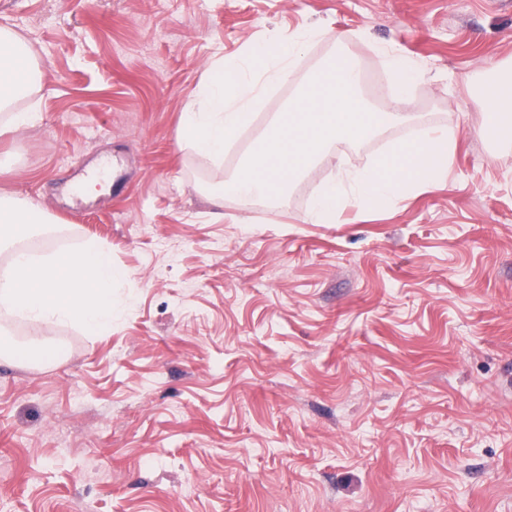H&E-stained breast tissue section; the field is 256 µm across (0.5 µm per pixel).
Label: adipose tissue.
<instances>
[{
    "instance_id": "1",
    "label": "adipose tissue",
    "mask_w": 512,
    "mask_h": 512,
    "mask_svg": "<svg viewBox=\"0 0 512 512\" xmlns=\"http://www.w3.org/2000/svg\"><path fill=\"white\" fill-rule=\"evenodd\" d=\"M319 32L307 28L288 40L261 46L260 68L247 61H216L210 77L195 92L181 116L183 141L207 158L224 156V142L246 125L250 110L272 84L287 81L301 51ZM39 68L24 41L8 28H0V112L14 128L36 125V108L18 110V100L32 96L40 81ZM485 131L500 140L512 138V82L487 87ZM453 148L445 131L427 127L419 141L399 145L373 167L347 171L324 186L312 201L308 221L331 224L338 206L355 200L363 207L391 204L439 181L448 169ZM119 274L104 254L90 250L63 261L54 255L39 258L16 251L10 276L0 280V305L27 321L50 325L73 320L91 330L112 324V282Z\"/></svg>"
}]
</instances>
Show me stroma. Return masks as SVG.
Returning a JSON list of instances; mask_svg holds the SVG:
<instances>
[{
  "label": "stroma",
  "mask_w": 512,
  "mask_h": 512,
  "mask_svg": "<svg viewBox=\"0 0 512 512\" xmlns=\"http://www.w3.org/2000/svg\"><path fill=\"white\" fill-rule=\"evenodd\" d=\"M1 26L43 80L37 125L0 114V195L43 221L0 268L94 245L122 276L108 329L0 312V512H512V144L479 132L512 0H0ZM305 28L247 143L215 165L182 142L216 59ZM386 48L423 72L398 104ZM341 52L372 105L443 116L444 182L307 223L303 185L395 123L239 206L226 181Z\"/></svg>",
  "instance_id": "obj_1"
}]
</instances>
